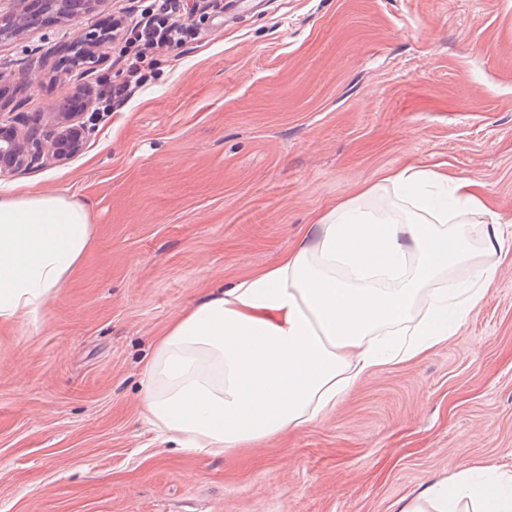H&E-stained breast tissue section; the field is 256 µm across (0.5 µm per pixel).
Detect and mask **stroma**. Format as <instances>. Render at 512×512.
Here are the masks:
<instances>
[{"instance_id":"stroma-1","label":"stroma","mask_w":512,"mask_h":512,"mask_svg":"<svg viewBox=\"0 0 512 512\" xmlns=\"http://www.w3.org/2000/svg\"><path fill=\"white\" fill-rule=\"evenodd\" d=\"M198 2V39L93 117L82 154L6 179L87 204L95 238L38 315L0 329V512H391L465 467L512 473V0ZM142 3L95 0L72 25L0 39L6 111L29 121L121 75V42L77 68L66 46ZM404 165L478 180L498 220L457 335L264 444L162 442L141 380L176 314Z\"/></svg>"}]
</instances>
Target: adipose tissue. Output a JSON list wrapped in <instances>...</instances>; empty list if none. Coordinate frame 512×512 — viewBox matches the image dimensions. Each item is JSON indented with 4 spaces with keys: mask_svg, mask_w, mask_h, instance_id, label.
Segmentation results:
<instances>
[{
    "mask_svg": "<svg viewBox=\"0 0 512 512\" xmlns=\"http://www.w3.org/2000/svg\"><path fill=\"white\" fill-rule=\"evenodd\" d=\"M436 173L390 171L318 214L272 266L184 310L144 370L145 416L165 441L212 457L325 419L374 368L415 359L455 336L483 299L482 279L449 283L474 255L500 247L494 222L470 245L486 205L470 178L449 199ZM398 191L393 209L368 198ZM94 239L87 205L62 194L0 188V325L35 316ZM392 512H512V474L481 484L476 469L438 478Z\"/></svg>",
    "mask_w": 512,
    "mask_h": 512,
    "instance_id": "1",
    "label": "adipose tissue"
}]
</instances>
